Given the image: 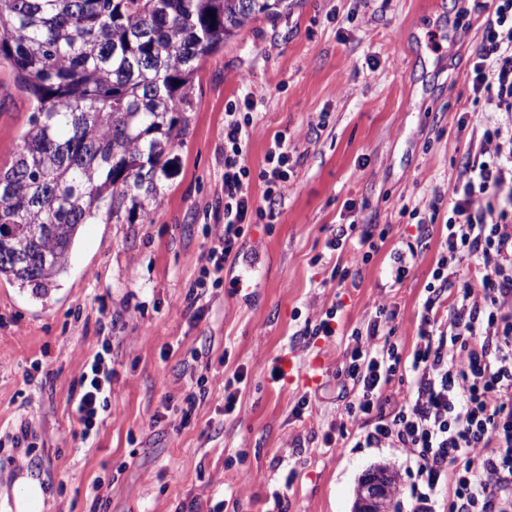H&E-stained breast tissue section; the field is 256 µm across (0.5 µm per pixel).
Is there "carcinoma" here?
I'll list each match as a JSON object with an SVG mask.
<instances>
[{
	"mask_svg": "<svg viewBox=\"0 0 512 512\" xmlns=\"http://www.w3.org/2000/svg\"><path fill=\"white\" fill-rule=\"evenodd\" d=\"M288 0H0V64L33 105L0 168V278L68 273L81 227L134 221L172 175L199 63ZM215 18H210V15Z\"/></svg>",
	"mask_w": 512,
	"mask_h": 512,
	"instance_id": "1",
	"label": "carcinoma"
}]
</instances>
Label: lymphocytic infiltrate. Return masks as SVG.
<instances>
[{
    "label": "lymphocytic infiltrate",
    "instance_id": "obj_1",
    "mask_svg": "<svg viewBox=\"0 0 512 512\" xmlns=\"http://www.w3.org/2000/svg\"><path fill=\"white\" fill-rule=\"evenodd\" d=\"M483 37L469 56L474 101L486 109L453 181L433 186L417 229L441 224L437 260L416 312L411 347L396 338V305L373 306L353 328L338 371L343 405L324 447L408 451L409 512H512V0H473ZM256 102L224 109V225L185 297L191 324L210 289L243 254L251 225L276 223L299 162L288 130L274 133L259 172L247 163ZM261 197H253V182ZM388 229L334 226L326 256L369 262ZM112 360L101 345L73 383L82 441L112 414ZM408 389L389 406L391 384ZM358 430H350V423Z\"/></svg>",
    "mask_w": 512,
    "mask_h": 512
}]
</instances>
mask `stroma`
<instances>
[{
    "mask_svg": "<svg viewBox=\"0 0 512 512\" xmlns=\"http://www.w3.org/2000/svg\"><path fill=\"white\" fill-rule=\"evenodd\" d=\"M481 37V18L465 0H294L206 57L176 169L148 217L83 225L69 273L46 298L0 279V430L30 423L40 450L32 466L24 449L0 445V512L25 476L47 491L51 512H181L193 501L204 512L219 502L223 512H267L276 491L285 512H353L359 478L377 466L397 474V497L407 500L405 449L325 448L321 440L336 417L346 332L387 300L399 307L397 338L415 339L440 233L432 231L403 283L391 280L390 253L415 232L402 207L424 205L433 184L457 174L470 138L457 121L477 109L468 56ZM248 93L258 102L250 168L260 169L285 128L300 165L277 223L249 233L260 286L214 290L207 317L193 326L185 296L213 244L204 229L224 222V107ZM324 112L329 124L313 134ZM31 115L0 67V167L12 164ZM349 200L360 220L392 231L367 265L342 255L341 266L361 271L342 284L311 260L347 218ZM334 301L343 304L339 336L292 345L297 318H317ZM106 335L112 415L87 447L72 385ZM202 347L212 361L207 397L188 425L153 422L164 398L181 400L194 386L182 366ZM285 354L300 368L319 356L328 365L313 388L318 403L299 418L292 410L304 387L271 377ZM238 370L245 381L228 417L224 382ZM100 478L107 485L97 503L91 487Z\"/></svg>",
    "mask_w": 512,
    "mask_h": 512,
    "instance_id": "stroma-1",
    "label": "stroma"
}]
</instances>
